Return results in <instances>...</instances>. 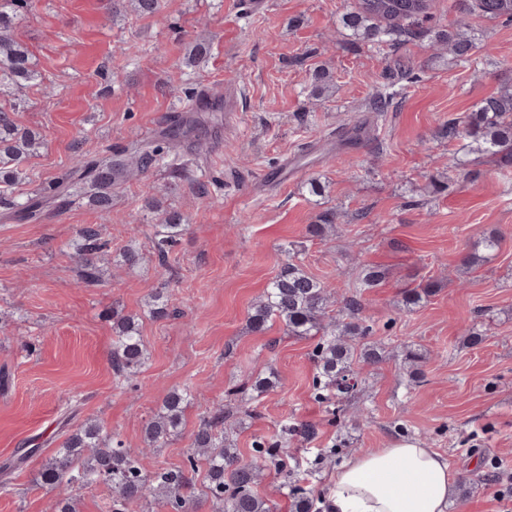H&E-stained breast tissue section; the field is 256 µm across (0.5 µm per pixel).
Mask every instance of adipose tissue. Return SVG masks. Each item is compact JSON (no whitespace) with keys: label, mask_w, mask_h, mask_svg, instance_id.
<instances>
[{"label":"adipose tissue","mask_w":512,"mask_h":512,"mask_svg":"<svg viewBox=\"0 0 512 512\" xmlns=\"http://www.w3.org/2000/svg\"><path fill=\"white\" fill-rule=\"evenodd\" d=\"M456 482L447 457L419 441L347 458L336 470L325 512H448Z\"/></svg>","instance_id":"adipose-tissue-1"}]
</instances>
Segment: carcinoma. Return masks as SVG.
<instances>
[{"label":"carcinoma","mask_w":512,"mask_h":512,"mask_svg":"<svg viewBox=\"0 0 512 512\" xmlns=\"http://www.w3.org/2000/svg\"><path fill=\"white\" fill-rule=\"evenodd\" d=\"M139 16L157 15L161 0H128ZM430 0H357L344 13L341 24L356 37L376 41H394L428 17ZM31 0H0V83L19 89L37 80L29 51L11 33L14 21L32 9ZM459 14L457 28L439 36L440 43L453 57L465 60L475 43L468 35L467 17L478 14L495 20L512 21V0H456ZM443 135L461 143V149L497 159L512 165V88L504 86L494 96L484 99L477 110L462 118L448 120ZM42 144L38 134L21 130L10 114L0 110V205L24 210L32 219L42 203L61 198L81 197L89 204L112 211V191L126 181L146 173L149 167L164 158L160 145L147 144L132 149L120 159L112 156L80 155L72 170L57 177L41 191V201L20 203L12 190L25 176V160ZM158 211L154 224L155 249L160 266L166 265L169 250L186 229L187 219L177 209L153 206ZM72 248L79 264V276L87 284H97L104 274L103 262L108 242L102 240L95 225L79 229ZM280 272L268 284L253 306L249 326L255 332L265 329L273 319L279 320L289 336L319 337L312 357L318 376L316 385L324 399H347L358 386L356 360L370 365L382 361L378 347L367 341L372 327L357 317L359 303L350 298L342 301L341 318L328 315V285L310 276L301 263L290 255ZM437 284L427 282L403 291L407 310L417 306L423 297L435 292ZM150 311L164 315L169 310V295L160 288L150 297ZM114 346L112 359L117 373L128 379L145 364L147 348L139 324L130 315L112 313ZM194 399L188 387L174 388L164 397L157 414L146 424L144 448H126L112 438L97 421L87 420L75 427L73 417L61 421L68 428L62 445L39 470L41 482L58 490L55 512H77V502L69 490L76 483L90 486L108 483L114 496L111 512H132L147 494H152L167 512H189L191 479L197 461L206 465V491L216 512H270L267 501L256 492L263 469L254 462L245 463L231 447L226 423L230 412L220 408L203 421L193 436V454L183 468L151 467L149 449L160 448L181 431L186 408ZM291 491L294 512H312L313 500L306 489L293 484Z\"/></svg>","instance_id":"1"}]
</instances>
